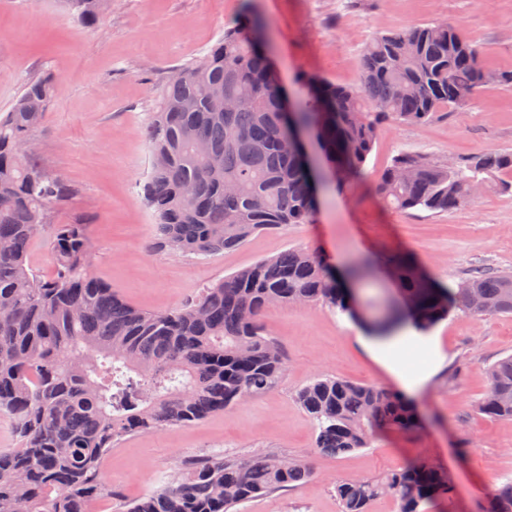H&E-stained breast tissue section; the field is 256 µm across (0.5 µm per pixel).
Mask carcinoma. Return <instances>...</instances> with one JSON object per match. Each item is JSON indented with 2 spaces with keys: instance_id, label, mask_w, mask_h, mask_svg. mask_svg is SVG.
<instances>
[{
  "instance_id": "obj_1",
  "label": "carcinoma",
  "mask_w": 512,
  "mask_h": 512,
  "mask_svg": "<svg viewBox=\"0 0 512 512\" xmlns=\"http://www.w3.org/2000/svg\"><path fill=\"white\" fill-rule=\"evenodd\" d=\"M72 18L95 25L107 0H64ZM268 25L252 6L224 29L203 56L160 86L145 136L151 167L144 199L156 244L183 256L240 248L259 230L307 224L326 179L312 176L297 148L298 131L315 138L340 183L360 178L387 121L426 125L443 107L468 103L489 83L512 85V72L491 73L478 49L447 21L377 34L366 47L357 87L315 75L299 80L293 110L270 66ZM58 92L51 78L27 80L0 117V417L18 440L0 449V512H90L112 502L102 461L127 436L200 423L277 387L284 357L259 317L278 306L320 305L354 315L336 272L314 252L290 248L205 289L175 312L128 304L88 270L86 225L53 224V206L70 185L48 172L21 143L33 135ZM247 105L217 108L219 94ZM210 152L201 156L196 146ZM504 178L512 190V150H490L456 165L402 152L375 193L398 212H448L474 202V187ZM48 232L53 272L27 263V250ZM388 264L400 281L407 315L427 328L443 303L471 317L512 315V273L478 272L443 294L404 260ZM376 262L352 259L345 279L368 282ZM297 402L310 419L315 450L339 456L368 448L387 428L410 429L411 407L380 385L318 376ZM478 410L512 421V355L488 369ZM312 475L302 460L276 454L245 459L182 460L159 488L123 504V512H232L254 498L299 485ZM430 467L391 470L375 479L336 482L339 512H369L393 499L398 512H425L442 483ZM493 512H512V480L494 489Z\"/></svg>"
}]
</instances>
